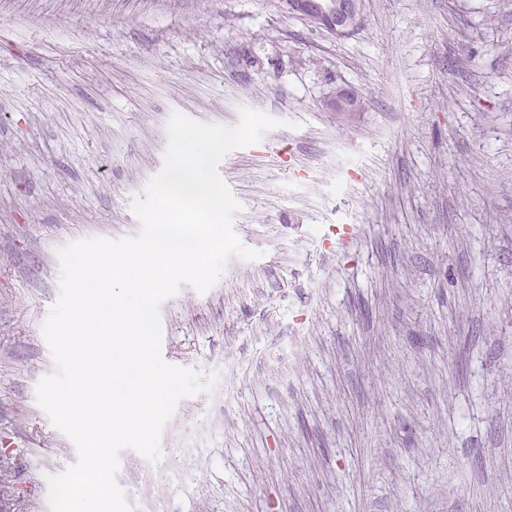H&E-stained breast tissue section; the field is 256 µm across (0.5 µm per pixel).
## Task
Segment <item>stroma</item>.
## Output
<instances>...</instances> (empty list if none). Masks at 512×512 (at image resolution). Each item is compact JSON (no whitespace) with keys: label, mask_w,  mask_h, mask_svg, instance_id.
Listing matches in <instances>:
<instances>
[{"label":"stroma","mask_w":512,"mask_h":512,"mask_svg":"<svg viewBox=\"0 0 512 512\" xmlns=\"http://www.w3.org/2000/svg\"><path fill=\"white\" fill-rule=\"evenodd\" d=\"M344 38L283 0H0V512L77 460L38 404L57 252L136 236L173 112L279 119L219 172L231 257L160 306L218 374L130 512H512V0H362ZM360 111L332 112L336 87Z\"/></svg>","instance_id":"stroma-1"}]
</instances>
